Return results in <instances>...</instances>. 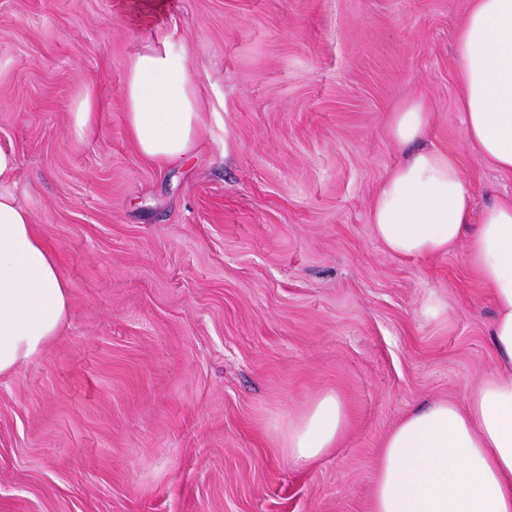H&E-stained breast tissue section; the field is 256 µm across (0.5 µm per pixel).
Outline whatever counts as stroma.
Instances as JSON below:
<instances>
[{
	"label": "stroma",
	"mask_w": 512,
	"mask_h": 512,
	"mask_svg": "<svg viewBox=\"0 0 512 512\" xmlns=\"http://www.w3.org/2000/svg\"><path fill=\"white\" fill-rule=\"evenodd\" d=\"M112 2L0 0V145L71 295L59 336L0 377V512H373L386 434L497 369L464 246L402 259L370 230L410 151L391 116L418 95L475 210L512 196L457 105L471 0H177L199 121L165 167L123 96L157 35ZM325 393L344 430L296 464L288 429ZM97 111V98L94 93L88 91L78 102L75 110L76 126L80 133L88 129L93 121Z\"/></svg>",
	"instance_id": "35a3bbf8"
}]
</instances>
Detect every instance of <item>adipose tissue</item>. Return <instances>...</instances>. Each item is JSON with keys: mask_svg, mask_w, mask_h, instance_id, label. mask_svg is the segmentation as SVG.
<instances>
[{"mask_svg": "<svg viewBox=\"0 0 512 512\" xmlns=\"http://www.w3.org/2000/svg\"><path fill=\"white\" fill-rule=\"evenodd\" d=\"M175 0H113L114 15L135 30L158 32L124 79L129 134L160 165L189 152L197 134L193 79L162 32ZM464 133L499 172L512 175V0H472L455 45ZM430 114L412 100L390 121L401 144L419 140ZM17 173L0 147V376L57 336L70 290L57 258L37 235L30 211L7 186ZM472 190L448 152L420 148L381 183L371 230L390 254L426 259L464 243L465 259L490 289V336L500 365L467 409L443 401L409 413L386 437L373 512H512V199L472 220ZM346 422L336 396L316 398L288 430L289 460L309 464L335 445Z\"/></svg>", "mask_w": 512, "mask_h": 512, "instance_id": "adipose-tissue-1", "label": "adipose tissue"}]
</instances>
